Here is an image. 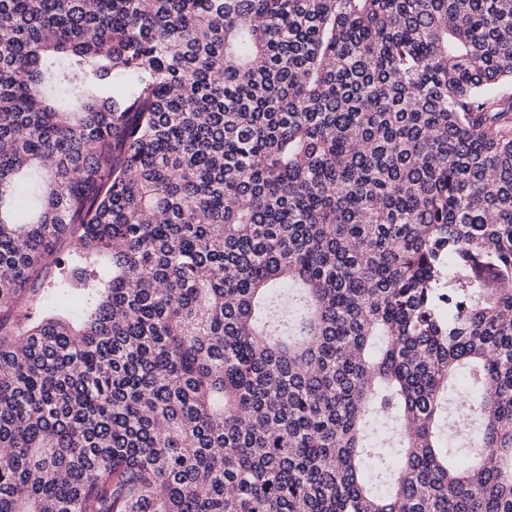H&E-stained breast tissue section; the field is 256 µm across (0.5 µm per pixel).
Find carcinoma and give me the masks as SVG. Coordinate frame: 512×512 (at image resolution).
Masks as SVG:
<instances>
[{
	"instance_id": "obj_1",
	"label": "carcinoma",
	"mask_w": 512,
	"mask_h": 512,
	"mask_svg": "<svg viewBox=\"0 0 512 512\" xmlns=\"http://www.w3.org/2000/svg\"><path fill=\"white\" fill-rule=\"evenodd\" d=\"M509 84L512 0H0V512H512Z\"/></svg>"
}]
</instances>
